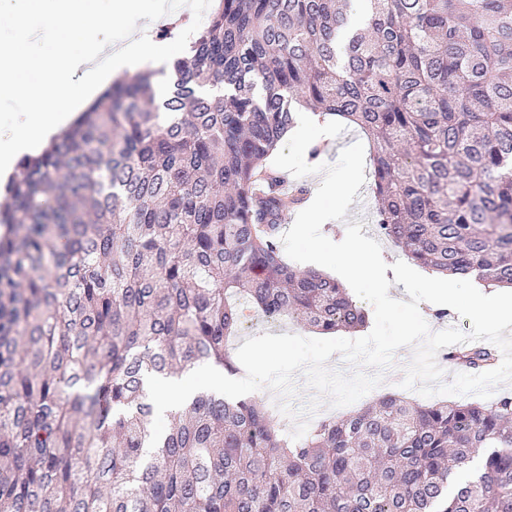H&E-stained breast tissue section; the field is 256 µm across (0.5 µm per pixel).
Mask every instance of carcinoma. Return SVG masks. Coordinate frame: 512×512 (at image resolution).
Segmentation results:
<instances>
[{
  "label": "carcinoma",
  "mask_w": 512,
  "mask_h": 512,
  "mask_svg": "<svg viewBox=\"0 0 512 512\" xmlns=\"http://www.w3.org/2000/svg\"><path fill=\"white\" fill-rule=\"evenodd\" d=\"M218 0L156 101L117 81L0 203V512H512V397L388 394L298 440L197 395L154 449L147 376L235 375L257 309L367 316L288 263L267 159L304 108L372 143L375 224L423 268L512 288V0ZM468 367L494 361L473 347Z\"/></svg>",
  "instance_id": "carcinoma-1"
}]
</instances>
